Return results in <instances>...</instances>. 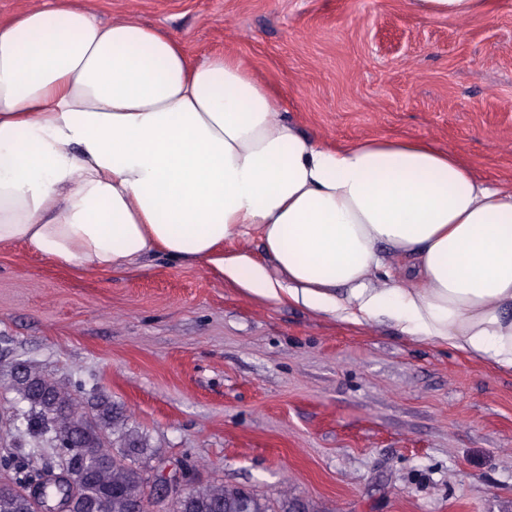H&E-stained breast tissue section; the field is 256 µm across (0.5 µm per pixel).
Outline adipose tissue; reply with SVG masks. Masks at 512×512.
I'll use <instances>...</instances> for the list:
<instances>
[{
	"instance_id": "obj_1",
	"label": "adipose tissue",
	"mask_w": 512,
	"mask_h": 512,
	"mask_svg": "<svg viewBox=\"0 0 512 512\" xmlns=\"http://www.w3.org/2000/svg\"><path fill=\"white\" fill-rule=\"evenodd\" d=\"M257 237L262 249L225 253ZM159 256L512 372V182L425 139L332 146L232 53L76 0L0 19V245Z\"/></svg>"
}]
</instances>
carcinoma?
Listing matches in <instances>:
<instances>
[{"instance_id": "1", "label": "carcinoma", "mask_w": 512, "mask_h": 512, "mask_svg": "<svg viewBox=\"0 0 512 512\" xmlns=\"http://www.w3.org/2000/svg\"><path fill=\"white\" fill-rule=\"evenodd\" d=\"M11 387L28 409L27 431L43 448L0 453V512H32L28 483L36 471L76 465L81 480L68 512H153L147 473L136 462L149 455L142 437L123 432L121 409L107 398L85 399V385H62L30 366H13ZM238 487L194 488L166 505V512H242ZM247 512H311L308 503L286 489L276 505L249 492Z\"/></svg>"}]
</instances>
